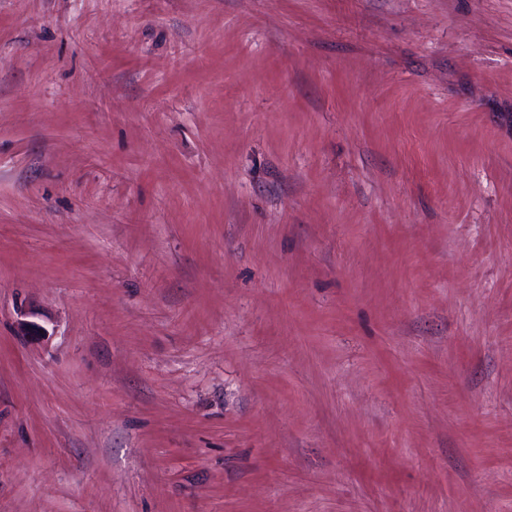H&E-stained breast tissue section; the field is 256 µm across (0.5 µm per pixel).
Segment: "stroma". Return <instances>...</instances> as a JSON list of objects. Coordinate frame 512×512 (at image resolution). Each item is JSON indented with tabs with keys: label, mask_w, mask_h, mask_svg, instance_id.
I'll return each instance as SVG.
<instances>
[{
	"label": "stroma",
	"mask_w": 512,
	"mask_h": 512,
	"mask_svg": "<svg viewBox=\"0 0 512 512\" xmlns=\"http://www.w3.org/2000/svg\"><path fill=\"white\" fill-rule=\"evenodd\" d=\"M0 512H512V0H0Z\"/></svg>",
	"instance_id": "obj_1"
}]
</instances>
